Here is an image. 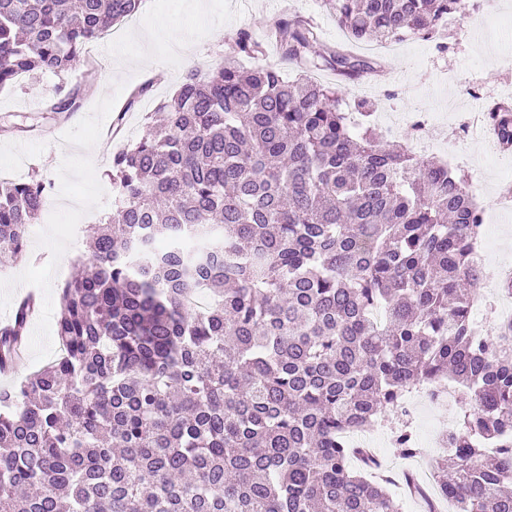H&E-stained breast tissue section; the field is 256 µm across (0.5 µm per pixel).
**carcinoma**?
Masks as SVG:
<instances>
[{
  "label": "carcinoma",
  "instance_id": "cac0c4a2",
  "mask_svg": "<svg viewBox=\"0 0 512 512\" xmlns=\"http://www.w3.org/2000/svg\"><path fill=\"white\" fill-rule=\"evenodd\" d=\"M143 6L0 0V88L92 66L90 45ZM323 6L352 42L382 44L437 38L465 3ZM269 27L297 79L244 66L264 54L245 33L112 156L94 271L60 288V354L0 391V512H396L344 434L447 379L465 406L436 484L457 512H512V327L491 340L472 319L480 208L448 163L379 139L370 112L351 124L342 85L311 77L374 62L320 53L307 20ZM81 98L61 84L44 109ZM491 119L512 145V101ZM46 196L41 178L0 179V253L25 256ZM31 304L0 325V369Z\"/></svg>",
  "mask_w": 512,
  "mask_h": 512
}]
</instances>
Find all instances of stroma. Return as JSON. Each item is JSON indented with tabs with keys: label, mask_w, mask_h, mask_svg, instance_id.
<instances>
[{
	"label": "stroma",
	"mask_w": 512,
	"mask_h": 512,
	"mask_svg": "<svg viewBox=\"0 0 512 512\" xmlns=\"http://www.w3.org/2000/svg\"><path fill=\"white\" fill-rule=\"evenodd\" d=\"M479 2L478 11L449 15L445 50L422 39L391 43L379 55L382 66L374 82L347 83L344 101L355 122L360 115L354 102L370 104L374 128L385 138L402 142L414 130L436 140L430 156L444 162L453 154L464 156L457 171L490 216L484 280L493 284L502 267L512 263V205L499 201L502 175L512 172V149L498 150L481 134L461 137L459 128L468 113L512 98V0ZM285 11L316 22L322 48L348 41L320 0H208L203 13L197 11L196 0H146L135 22L118 26L117 40L91 47L96 83L86 84L75 70L63 79L37 74L0 89V165L14 160L13 179L35 174L50 186L44 211L30 227L25 259L0 255V314L12 311L28 293L41 300L28 356L11 376L0 375V389L20 383L58 353L59 289L75 263L90 257L87 225L100 223L112 211L108 171L114 150L142 133L148 113L171 98L192 64L222 62L240 32L261 37L266 22ZM143 56L157 61L158 69L141 66ZM62 82L85 86L83 106L65 118L47 116L42 105L55 97ZM146 82L152 85L150 95L127 113L111 146L95 153L102 125L112 122L129 93ZM468 87L477 91V98L465 95ZM379 452L399 512H422L420 506H407L400 483L408 472L431 473L441 449L429 446L408 456L388 441Z\"/></svg>",
	"instance_id": "35a3bbf8"
}]
</instances>
